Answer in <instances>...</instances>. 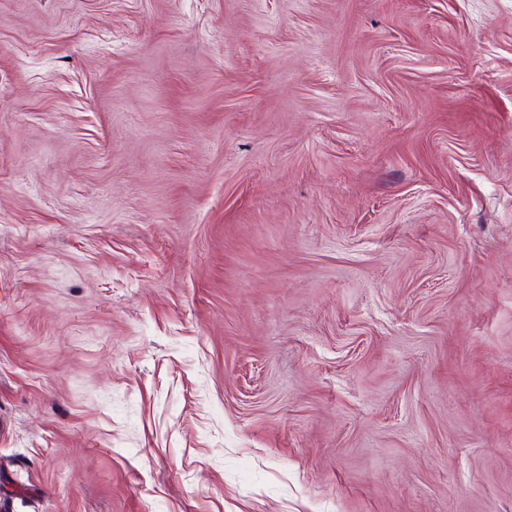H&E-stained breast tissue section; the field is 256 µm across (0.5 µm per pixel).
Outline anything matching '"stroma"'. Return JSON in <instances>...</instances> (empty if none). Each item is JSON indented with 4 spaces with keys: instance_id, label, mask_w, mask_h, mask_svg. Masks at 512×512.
Here are the masks:
<instances>
[{
    "instance_id": "35a3bbf8",
    "label": "stroma",
    "mask_w": 512,
    "mask_h": 512,
    "mask_svg": "<svg viewBox=\"0 0 512 512\" xmlns=\"http://www.w3.org/2000/svg\"><path fill=\"white\" fill-rule=\"evenodd\" d=\"M0 512H512V0H0Z\"/></svg>"
}]
</instances>
